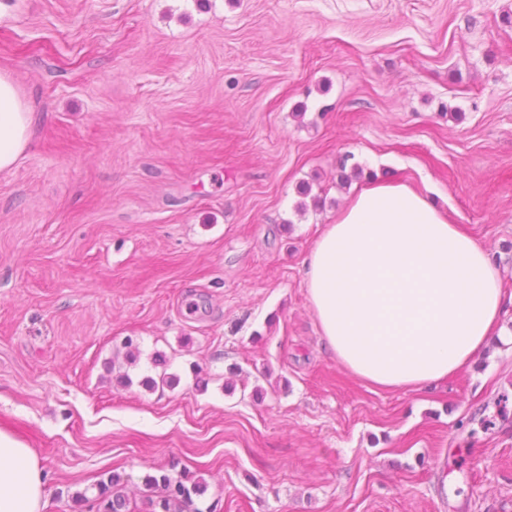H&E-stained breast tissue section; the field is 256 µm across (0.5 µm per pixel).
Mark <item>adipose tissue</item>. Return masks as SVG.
Wrapping results in <instances>:
<instances>
[{
    "mask_svg": "<svg viewBox=\"0 0 512 512\" xmlns=\"http://www.w3.org/2000/svg\"><path fill=\"white\" fill-rule=\"evenodd\" d=\"M33 114L0 74V172L27 149ZM327 349L383 389L430 385L467 368L491 342L512 345L489 253L403 182L363 186L326 225L304 263ZM42 471L0 432V512H41Z\"/></svg>",
    "mask_w": 512,
    "mask_h": 512,
    "instance_id": "obj_1",
    "label": "adipose tissue"
}]
</instances>
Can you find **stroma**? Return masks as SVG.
Here are the masks:
<instances>
[{
	"label": "stroma",
	"instance_id": "1",
	"mask_svg": "<svg viewBox=\"0 0 512 512\" xmlns=\"http://www.w3.org/2000/svg\"><path fill=\"white\" fill-rule=\"evenodd\" d=\"M0 73L34 114L0 172V430L41 512L170 469L219 512H512V350L374 387L303 267L401 181L489 251L512 326V0H0Z\"/></svg>",
	"mask_w": 512,
	"mask_h": 512
}]
</instances>
